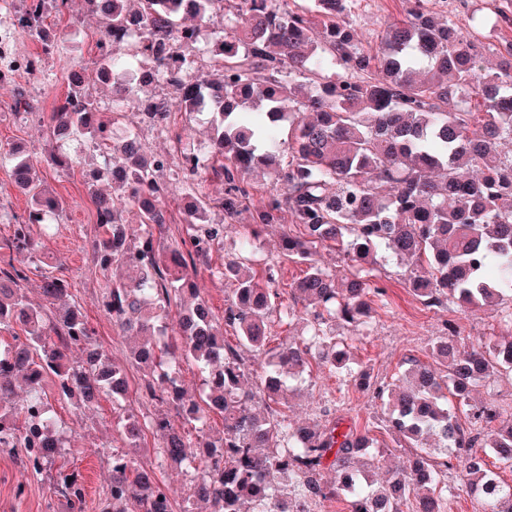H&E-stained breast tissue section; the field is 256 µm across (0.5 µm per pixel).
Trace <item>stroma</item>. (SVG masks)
<instances>
[{
	"label": "stroma",
	"mask_w": 512,
	"mask_h": 512,
	"mask_svg": "<svg viewBox=\"0 0 512 512\" xmlns=\"http://www.w3.org/2000/svg\"><path fill=\"white\" fill-rule=\"evenodd\" d=\"M507 0H426L430 12L440 19H450L465 31L479 20L493 16L496 8H506L507 16L488 29L490 42H512V9ZM408 0H353L348 20L363 43L379 45L388 24L405 16ZM45 28L56 34L62 48V58H44L38 76L20 75L0 87V147L22 145L40 164V175L56 195L66 201L65 209L56 220L57 231L47 241V262L58 277L66 280L82 307L87 320L95 328L101 342L114 355H122L128 339L118 331L97 306V297L105 279L93 265L91 240L96 233L95 206L87 193L85 180L99 158L85 141L71 142L66 151L74 160L69 168L56 166L49 158L51 146L46 140L43 123L53 111L57 99L66 89L64 61L80 65L87 74H94L97 58V19L89 15L83 0H73L64 12H49ZM24 92L34 107L32 114H15L13 103L17 92ZM126 122L141 126L148 150L160 152L170 147L172 133H180L184 143L199 145L209 134L208 116L173 112L169 131L163 132L142 125L137 110H129ZM292 224L268 227L256 243L254 259L257 264L277 263L279 276L276 286L284 303H291V287L304 275L303 265L280 256L283 235L298 234ZM406 266L390 265L383 270L381 282L386 289L385 302H373L371 327L353 329L336 324L334 331L353 339V357L359 369L368 371L372 380L392 382L406 368L408 359L431 363V344L455 327L459 337L470 341L491 336H504L499 323V310L487 307L478 311L456 306L427 307L413 295L408 284ZM300 394L288 395V415L292 423L318 422L343 418L345 423H369L371 435L378 445L388 447L385 463L401 464L408 449L396 448L385 433L381 420L384 408L372 392L329 373L327 368L312 370L304 376ZM55 413L73 427L71 448L64 458L66 467L80 470L84 478L86 499L95 503L109 485V465L106 450L122 449L123 442L112 424V401L102 399L94 421H81L74 405L67 400L52 398ZM24 484V494H17V484ZM0 512H64L62 497L52 492L43 477L23 473L16 460L0 451Z\"/></svg>",
	"instance_id": "stroma-1"
}]
</instances>
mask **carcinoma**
<instances>
[{
	"mask_svg": "<svg viewBox=\"0 0 512 512\" xmlns=\"http://www.w3.org/2000/svg\"><path fill=\"white\" fill-rule=\"evenodd\" d=\"M65 2L25 0L21 10L46 55L59 52V43L43 15L65 10ZM85 2L100 20L95 78L112 89V109L102 111L88 96L84 69L72 65L47 131L57 143L88 138L112 161V170L90 173L112 186L110 195L91 192L92 258L106 277L97 302L135 344L128 357H114L48 265L41 268L43 303L33 304L23 286L27 270L15 257L41 254L65 203L46 188L30 153L1 149L0 167L10 169L29 205L0 239V334L12 337L0 343V449L46 476L67 512H86L82 476L56 465L68 430L49 398L73 399L91 416L102 398L125 394L131 364L141 372L139 390L159 410L142 419L121 408L112 417L125 450L110 454L112 479L98 512H174L154 471L134 465L148 433L158 466L189 477L181 512H199L201 504L206 512H278L286 494L301 512H310L313 500L339 498L349 512H447L445 477L454 468L484 512H512V484L493 471H512V419L494 429L505 409L470 403L483 382L512 375V338L471 346L441 338L431 355L446 373L413 361L396 385L355 371L324 329L336 320L369 327V301L386 296L380 268L406 262L424 305L499 306L512 331V151L502 149L512 142V43L500 48L440 22L423 0H412L376 48L363 45L346 21L352 0H310L294 10L281 9L278 0ZM202 54L220 70L219 81H188ZM489 55L497 58L494 68L485 66ZM141 58L154 66L140 70ZM161 83L176 97H138L139 89ZM202 86L214 88L206 158L178 134L173 149L155 154L133 147V129L114 137L131 102L138 101L144 122L165 128L173 110L199 111ZM174 155L188 230L169 241L162 176ZM259 172L277 175L281 188L255 202L248 178ZM213 176L224 184L219 198L206 191ZM130 207L144 226L135 238L125 219ZM214 207L224 223H209ZM243 211L250 222L238 224ZM286 220L300 235L282 238L284 256L307 267L291 294L313 309V318L302 341L273 349L271 319L289 324L298 314L273 289L278 265L258 271L248 255L259 230ZM223 238L241 260L217 270L233 285L218 318L200 299L197 276L212 269ZM327 248L336 250L342 271L318 265L316 255ZM226 325L236 330L234 348L225 343ZM247 352L261 361L256 388L248 383ZM317 358L373 391L386 407V432L416 449L384 484L374 486L359 467L375 447L369 427H345L339 419L293 425L280 407L279 393ZM184 364L199 374L197 393L164 384L166 372L178 375ZM460 406L469 428L457 419ZM213 414L222 418L218 431L207 429ZM419 448L447 459L432 461ZM328 461L333 479L325 483L320 475Z\"/></svg>",
	"mask_w": 512,
	"mask_h": 512,
	"instance_id": "carcinoma-1",
	"label": "carcinoma"
}]
</instances>
